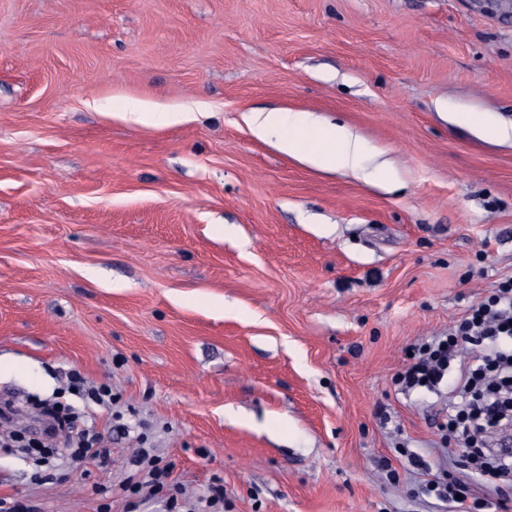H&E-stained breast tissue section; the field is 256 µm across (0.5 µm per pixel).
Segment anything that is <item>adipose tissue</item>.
<instances>
[{"mask_svg": "<svg viewBox=\"0 0 512 512\" xmlns=\"http://www.w3.org/2000/svg\"><path fill=\"white\" fill-rule=\"evenodd\" d=\"M245 121L261 141H273L284 155L322 172L349 171L365 182L387 187L391 173L385 166L366 170V144L347 126L325 122L308 113L269 110L246 113Z\"/></svg>", "mask_w": 512, "mask_h": 512, "instance_id": "obj_1", "label": "adipose tissue"}]
</instances>
